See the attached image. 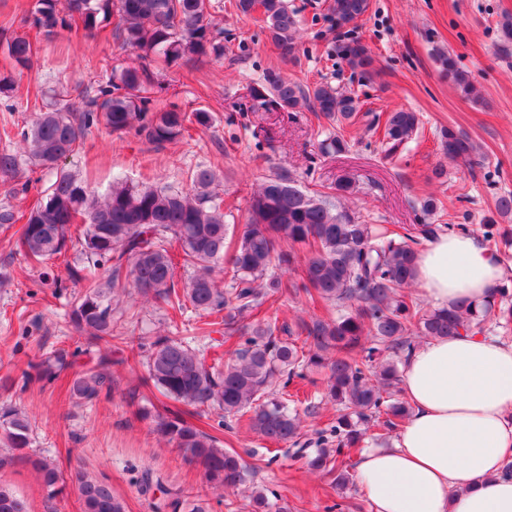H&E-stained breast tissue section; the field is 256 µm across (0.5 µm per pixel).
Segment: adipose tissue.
<instances>
[{
	"label": "adipose tissue",
	"instance_id": "obj_1",
	"mask_svg": "<svg viewBox=\"0 0 512 512\" xmlns=\"http://www.w3.org/2000/svg\"><path fill=\"white\" fill-rule=\"evenodd\" d=\"M508 274L475 236L430 238L415 268L435 307L482 305ZM411 413L356 467L370 512H512V345L481 334L433 338L402 364Z\"/></svg>",
	"mask_w": 512,
	"mask_h": 512
}]
</instances>
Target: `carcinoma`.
Listing matches in <instances>:
<instances>
[{
    "mask_svg": "<svg viewBox=\"0 0 512 512\" xmlns=\"http://www.w3.org/2000/svg\"><path fill=\"white\" fill-rule=\"evenodd\" d=\"M367 0H334L337 23L363 14ZM240 14L256 11L271 38L286 53L293 50L298 22L287 0H237ZM211 0H35L29 24L49 40L79 23L93 32L106 26L112 12L122 44L136 55L124 66L84 88L78 101L45 104L20 132L22 150L0 151V175L22 166L55 172L54 180L22 225L19 241L27 262L44 263L66 255L70 228L82 218L81 249L68 266L72 281L85 292L72 304L69 319L87 344L112 345V300L134 288L180 313L221 316L224 342H233L224 364L208 365L184 339L157 336L146 362L148 379L165 396L194 408H213L226 419L245 422L248 431L273 442L289 443L307 458L308 467L334 476L344 487L351 479L346 458L372 428L391 431L409 414L406 402L395 398L401 383L397 363L420 337H452L484 332L491 320H512V306H502L506 289L497 288L479 307L427 309L406 292L415 274L422 242L438 234L466 233L464 224H414L389 237L338 210L331 194L303 190L286 175L267 179L253 192L241 235L228 240L224 200L209 169L192 172L182 188L118 180L98 194L60 161L78 153L93 127L121 136L134 132L162 147L184 137L189 125L212 124L210 112L187 114L153 107L155 76L150 61L161 57L170 65L193 58L224 56V30L212 20ZM17 66H29L33 43L15 35L0 43ZM347 65L362 71L372 65L364 45L352 40L339 46ZM448 80L467 97L478 98L470 76L451 55L438 57ZM251 97L264 109L293 111L307 105L331 123L354 119L359 102L329 83L303 88L274 71L252 88ZM415 112L398 110L385 124V155L395 157L419 129ZM442 149L449 158L470 164L479 157L467 136L447 130ZM182 251L183 266L193 275L177 288L173 245ZM297 244L312 249L306 260L293 251ZM108 266L107 280L98 270ZM229 279L221 288L213 277ZM291 288L340 310L327 319L304 323L300 332L278 329L270 318L239 325L243 315L261 307L268 294ZM283 335L278 336L276 332ZM68 353L53 350L30 368L39 379H51L69 367ZM112 351L74 374L70 397L77 403L112 392ZM327 374V401L339 407L336 421L317 432L315 447L301 441L300 413L289 409L284 395L311 369ZM153 417L155 431L190 463L203 469L214 490L247 481L241 457L220 446L219 439L200 426L167 413L142 407ZM31 422L15 408L0 412V447L21 452L30 445ZM48 495L60 491V467L45 457L24 456ZM83 512H124L112 486L75 473ZM0 512H28L27 502L0 486Z\"/></svg>",
    "mask_w": 512,
    "mask_h": 512,
    "instance_id": "carcinoma-1",
    "label": "carcinoma"
}]
</instances>
